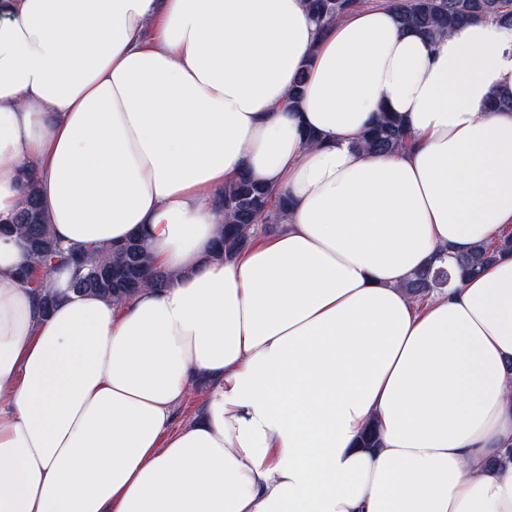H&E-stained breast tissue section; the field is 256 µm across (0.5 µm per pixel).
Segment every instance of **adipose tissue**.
Segmentation results:
<instances>
[{"label": "adipose tissue", "mask_w": 512, "mask_h": 512, "mask_svg": "<svg viewBox=\"0 0 512 512\" xmlns=\"http://www.w3.org/2000/svg\"><path fill=\"white\" fill-rule=\"evenodd\" d=\"M505 91L512 27L430 41L387 0L323 31L307 0H0V220L31 178L56 239L139 233L169 275L45 316L0 235V512H512V255L454 261L512 233ZM381 112L409 146L354 148ZM243 172L288 218L212 259ZM512 251V236H506L492 244H477L472 249L457 257V268L461 277L479 274L483 268L497 258L500 252ZM448 282V273L444 269L431 267L416 272L406 285L407 290L418 298L428 295L433 288H440ZM207 388L208 384L206 382H201L194 387L187 399L177 410L175 424H181L188 420L200 409L205 400Z\"/></svg>", "instance_id": "1"}]
</instances>
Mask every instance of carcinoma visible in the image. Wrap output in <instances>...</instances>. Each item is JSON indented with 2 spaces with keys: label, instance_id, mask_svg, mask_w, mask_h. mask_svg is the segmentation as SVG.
<instances>
[{
  "label": "carcinoma",
  "instance_id": "cac0c4a2",
  "mask_svg": "<svg viewBox=\"0 0 512 512\" xmlns=\"http://www.w3.org/2000/svg\"><path fill=\"white\" fill-rule=\"evenodd\" d=\"M359 5L360 0H309L308 7L312 20L323 29ZM392 6L399 23L414 28L431 41L455 26L480 19L512 26V0H393ZM406 141L407 135L401 124L383 113L363 131L356 146L371 155H378L395 152L403 148ZM217 203L225 214L224 228L214 245L213 257L217 260L243 250L254 240L257 225L280 224L287 212L284 198L246 174L225 185ZM0 234H17L23 240L32 265L19 277L28 285L33 275L40 274L37 288L40 311L44 315L63 297L51 285L52 273L61 267L71 269L68 291L95 294L116 305L132 299L149 274L155 287L164 286L168 280L167 273L154 266L151 253L139 236L91 250L60 245L54 239L50 225L46 224L39 188L32 179L23 185L20 208L11 222L0 223ZM504 251H512V236L488 245H474L468 253L457 257L460 276L479 274ZM447 282V271L429 267L415 273L406 288L412 295L422 298Z\"/></svg>",
  "mask_w": 512,
  "mask_h": 512
}]
</instances>
